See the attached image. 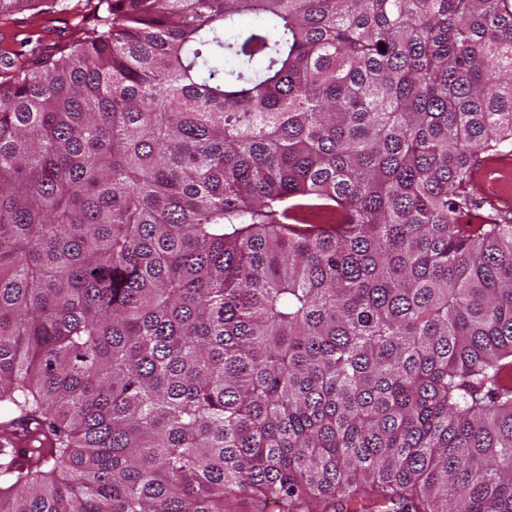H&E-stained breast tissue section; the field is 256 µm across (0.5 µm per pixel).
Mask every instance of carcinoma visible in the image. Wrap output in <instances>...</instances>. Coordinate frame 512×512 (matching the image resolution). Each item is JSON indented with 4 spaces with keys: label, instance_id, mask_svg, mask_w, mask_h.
I'll list each match as a JSON object with an SVG mask.
<instances>
[{
    "label": "carcinoma",
    "instance_id": "1",
    "mask_svg": "<svg viewBox=\"0 0 512 512\" xmlns=\"http://www.w3.org/2000/svg\"><path fill=\"white\" fill-rule=\"evenodd\" d=\"M26 11L0 512H512V0ZM52 18H54V16H42L40 18H37L30 25L24 26L22 28L9 27L7 29H0V33L2 31L6 36L4 43L8 44L15 50L22 51V53L27 54L28 50H30L35 45L37 38L45 36V33L43 32L45 26H57V28L65 27V25L61 21L50 23L49 21H57L51 20ZM15 33H17L18 36L14 37L13 35ZM28 36H31L32 43L27 45L21 44L23 39ZM473 180L480 186L488 181L498 182L502 193L496 196L494 205L500 209L512 208L510 157L500 156L484 160L474 169Z\"/></svg>",
    "mask_w": 512,
    "mask_h": 512
}]
</instances>
